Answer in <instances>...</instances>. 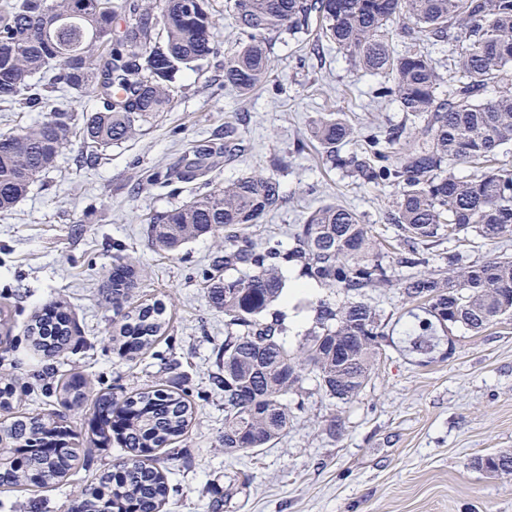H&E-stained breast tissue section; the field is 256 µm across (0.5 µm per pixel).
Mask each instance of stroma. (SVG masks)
I'll return each mask as SVG.
<instances>
[{
	"label": "stroma",
	"instance_id": "1",
	"mask_svg": "<svg viewBox=\"0 0 512 512\" xmlns=\"http://www.w3.org/2000/svg\"><path fill=\"white\" fill-rule=\"evenodd\" d=\"M211 0L216 52L198 70L183 73V90L169 112L146 131L103 151L94 164H79L73 144L16 203L0 214V309L11 328L0 329V375L16 377L20 409L29 414L62 411L52 380L82 378L88 398L65 412L84 434L97 395L130 396L155 385L189 392L198 406L183 436L178 460L166 475L172 486L165 512H512V478L479 471L477 456L512 448V320L475 334L453 328L429 363L408 350L416 319L399 290L367 292L387 321L388 338L372 374L352 403L328 399L313 380L289 395L292 420L269 447L226 455L224 393L213 381L224 346V314L209 304L205 276L221 250L209 236L196 238L174 256L151 246L145 217L202 192L199 184L176 190L147 177L165 168L202 139L223 136L236 125L244 150L207 175L221 184L262 171L280 182L285 201L249 230L256 241L275 235L291 245L295 225L321 204L338 202L362 214L380 236L395 241L386 216L392 188L358 185L326 161L311 140L310 122L321 112H340L357 130L404 124L396 104L374 99L375 76L355 69L336 46L313 54L287 33L270 36L271 73L252 94L224 85V59L238 48V32ZM304 152H297V145ZM470 259L512 255V237H469L464 245L443 240L432 248L430 269L445 268L449 251ZM140 271L135 302L162 301L169 331L151 349L128 359L110 341L112 305L103 291L116 256ZM290 300L280 303L282 339L296 346L315 325L319 301L336 302L332 291L295 289L297 268L283 270ZM66 299L76 320V343L46 363L25 340L34 313ZM338 419L339 430L328 424ZM120 449L76 461L62 482L0 493L5 512H68L75 492L110 470Z\"/></svg>",
	"mask_w": 512,
	"mask_h": 512
}]
</instances>
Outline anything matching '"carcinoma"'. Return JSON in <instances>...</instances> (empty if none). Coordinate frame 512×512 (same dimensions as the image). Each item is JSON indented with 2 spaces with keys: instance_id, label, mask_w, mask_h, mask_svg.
<instances>
[{
  "instance_id": "1",
  "label": "carcinoma",
  "mask_w": 512,
  "mask_h": 512,
  "mask_svg": "<svg viewBox=\"0 0 512 512\" xmlns=\"http://www.w3.org/2000/svg\"><path fill=\"white\" fill-rule=\"evenodd\" d=\"M66 16L44 26L46 9ZM231 24L246 39L224 60V85L248 94L271 69L269 35L304 33L335 44L354 66L380 77L376 94L405 112L410 124L359 134L338 112L312 120L310 136L326 160L362 185L394 188L387 221L407 245L398 263L425 266L429 246L470 234L495 240L512 235V165L498 156L512 146V0H229ZM401 45L393 42V35ZM452 47L444 76L429 46ZM215 21L208 0H8L0 13V103L19 99L45 111L16 132L0 133V213L15 204L80 140L91 163L98 152L140 133L172 107L179 76L215 51ZM494 95L486 96L488 90ZM74 92L95 105L77 116L50 107V93ZM355 143L344 153L342 147ZM241 150L235 128L195 146L193 159L150 175L155 184L190 183L219 159ZM473 171L461 175L456 167ZM148 218L152 247L176 255L201 236L224 243L208 278V298L224 311V348L218 383L224 391V453L266 448L288 429L287 397L311 378L319 390L347 404L366 386L386 339L381 315L365 296L396 286L417 303L413 345L425 356L439 345L437 331L455 326L480 332L512 317V257L470 261L450 252L447 268L393 279L372 225L355 210L329 203L312 210L285 250L273 236L255 242L246 231L279 209L284 196L271 175L243 176ZM336 291L342 300L317 305L316 326L294 348L280 340L279 320L266 315L281 298L283 266ZM135 268L112 272L116 329L112 345L132 356L165 334V306H133ZM38 313L27 326L31 346L51 358L71 344L76 323L62 304ZM68 409L86 398L85 386L62 383ZM20 394L0 380V457L9 477L1 486L27 483L29 472L46 481L65 478L74 462L117 443L122 464L103 472L79 496L82 512H163L168 482L160 463L181 454L176 447L196 417L186 392L159 386L117 399L103 395L82 448L65 417L15 413ZM490 476L512 475V450L475 458Z\"/></svg>"
}]
</instances>
